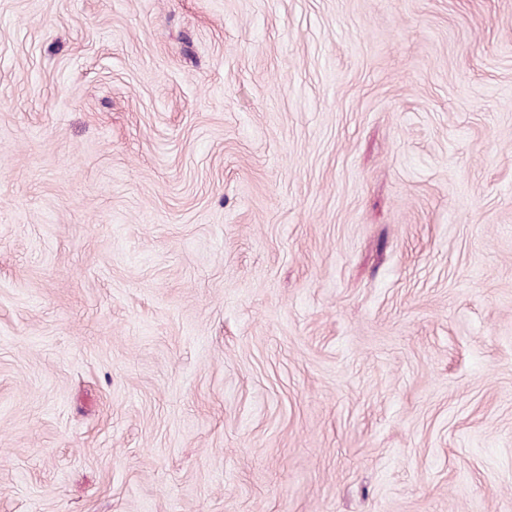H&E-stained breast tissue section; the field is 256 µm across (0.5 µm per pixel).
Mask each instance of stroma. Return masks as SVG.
Listing matches in <instances>:
<instances>
[{"label": "stroma", "mask_w": 512, "mask_h": 512, "mask_svg": "<svg viewBox=\"0 0 512 512\" xmlns=\"http://www.w3.org/2000/svg\"><path fill=\"white\" fill-rule=\"evenodd\" d=\"M0 512H512V0H0Z\"/></svg>", "instance_id": "obj_1"}]
</instances>
